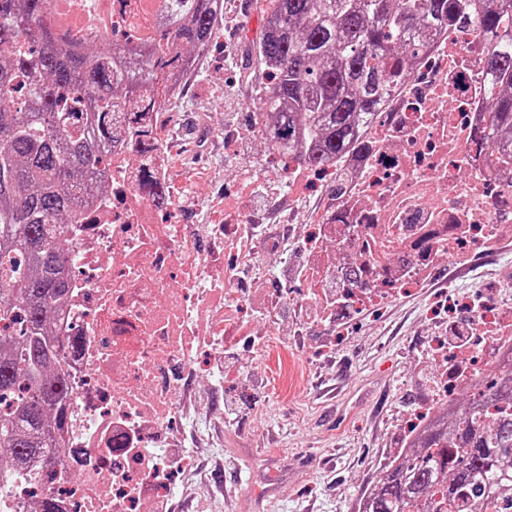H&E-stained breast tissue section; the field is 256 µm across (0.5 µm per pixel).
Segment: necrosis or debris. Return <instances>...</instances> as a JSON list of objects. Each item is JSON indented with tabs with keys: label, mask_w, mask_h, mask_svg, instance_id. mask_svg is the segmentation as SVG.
I'll return each mask as SVG.
<instances>
[{
	"label": "necrosis or debris",
	"mask_w": 512,
	"mask_h": 512,
	"mask_svg": "<svg viewBox=\"0 0 512 512\" xmlns=\"http://www.w3.org/2000/svg\"><path fill=\"white\" fill-rule=\"evenodd\" d=\"M136 0H77L76 17L59 21L70 40L123 29ZM485 36L477 25L434 37L430 51L362 128V150L340 158L342 191L324 190L308 225L301 279L322 322L378 309L422 288L433 270L480 250L512 251V172L494 147L472 136L487 119ZM110 201L82 225L68 254L67 303L53 324L78 339L65 359L72 391L60 459L72 482L46 490L44 465L0 492V512H38L52 492L59 512H157L171 498L190 453L172 448L180 395L215 377L227 338L241 340L250 293L240 272L258 265L254 244L284 252L261 236L246 204L227 224H170L139 190L136 170L115 154ZM359 265L360 286L341 278ZM474 332L459 347L447 328L428 340L438 369L434 393L408 420L404 444L447 409L454 394L512 351V276L494 294L465 295L453 307Z\"/></svg>",
	"instance_id": "necrosis-or-debris-1"
}]
</instances>
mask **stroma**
Instances as JSON below:
<instances>
[{
    "label": "stroma",
    "mask_w": 512,
    "mask_h": 512,
    "mask_svg": "<svg viewBox=\"0 0 512 512\" xmlns=\"http://www.w3.org/2000/svg\"><path fill=\"white\" fill-rule=\"evenodd\" d=\"M266 0H224L219 37L181 97L172 99L164 143L180 149L169 183L177 224L223 223L226 194H247L260 224H301L321 204L312 193L292 207L287 170L250 136L256 89L265 82L254 47ZM271 187L251 197L252 176ZM269 273L286 272L290 302L272 344L229 348L224 381L191 395L177 428L193 464L180 472L175 512H358V500L393 453L402 421L431 394L426 354L432 320L449 294L494 287L483 271L497 259L477 252L440 266L426 286L340 326L308 323L295 335L302 256L289 263L257 245Z\"/></svg>",
    "instance_id": "35a3bbf8"
}]
</instances>
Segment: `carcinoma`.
<instances>
[{
  "mask_svg": "<svg viewBox=\"0 0 512 512\" xmlns=\"http://www.w3.org/2000/svg\"><path fill=\"white\" fill-rule=\"evenodd\" d=\"M257 92L268 144L324 171L359 147L363 123L405 78L432 36L478 20L491 112L474 142L512 159V0H269ZM54 0H0V480L58 460L70 397L69 345L49 313L68 293V225L106 192L112 148L162 145L149 114L166 111L180 77L194 74L224 20V0H161L148 24L106 48L61 40ZM152 207L168 214V182L141 165ZM466 512L512 505V356L477 396L425 430L402 463L389 461L358 512H434L431 489Z\"/></svg>",
  "mask_w": 512,
  "mask_h": 512,
  "instance_id": "cac0c4a2",
  "label": "carcinoma"
}]
</instances>
